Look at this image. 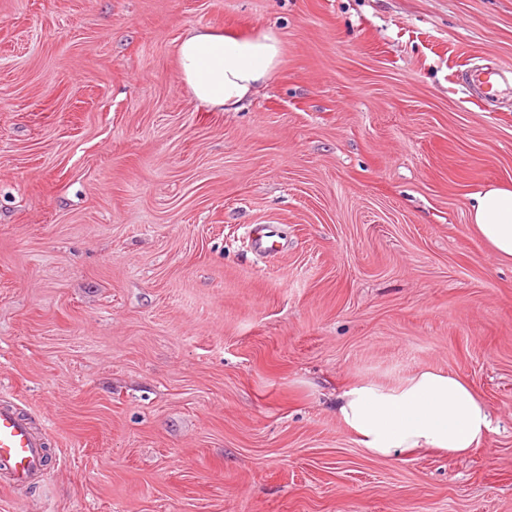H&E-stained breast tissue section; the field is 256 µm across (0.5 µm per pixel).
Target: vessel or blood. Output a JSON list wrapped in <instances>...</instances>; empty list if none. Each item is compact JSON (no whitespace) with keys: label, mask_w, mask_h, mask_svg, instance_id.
Instances as JSON below:
<instances>
[{"label":"vessel or blood","mask_w":512,"mask_h":512,"mask_svg":"<svg viewBox=\"0 0 512 512\" xmlns=\"http://www.w3.org/2000/svg\"><path fill=\"white\" fill-rule=\"evenodd\" d=\"M247 234L257 252H277L278 241L271 229L254 227ZM44 446V436L34 432L11 405L0 404V470L9 473L13 482H31L42 471Z\"/></svg>","instance_id":"obj_1"}]
</instances>
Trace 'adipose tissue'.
<instances>
[{
    "mask_svg": "<svg viewBox=\"0 0 512 512\" xmlns=\"http://www.w3.org/2000/svg\"><path fill=\"white\" fill-rule=\"evenodd\" d=\"M279 57L280 42L271 33L238 38L192 29L177 47L181 83L201 104L224 112L267 83ZM470 217L492 254L512 260V189L473 192ZM336 418L369 455L385 459L415 448L462 457L492 430L488 406L465 380L430 369L394 387L361 382L342 389Z\"/></svg>",
    "mask_w": 512,
    "mask_h": 512,
    "instance_id": "adipose-tissue-1",
    "label": "adipose tissue"
}]
</instances>
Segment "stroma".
<instances>
[{
	"label": "stroma",
	"instance_id": "1",
	"mask_svg": "<svg viewBox=\"0 0 512 512\" xmlns=\"http://www.w3.org/2000/svg\"><path fill=\"white\" fill-rule=\"evenodd\" d=\"M198 27L281 46L235 112L181 86ZM512 0H0V399L51 434L0 512H512ZM272 225L284 251L251 252ZM422 368L483 446L370 456L337 393ZM470 217L478 235L500 260H512V189L488 187L470 194Z\"/></svg>",
	"mask_w": 512,
	"mask_h": 512
}]
</instances>
